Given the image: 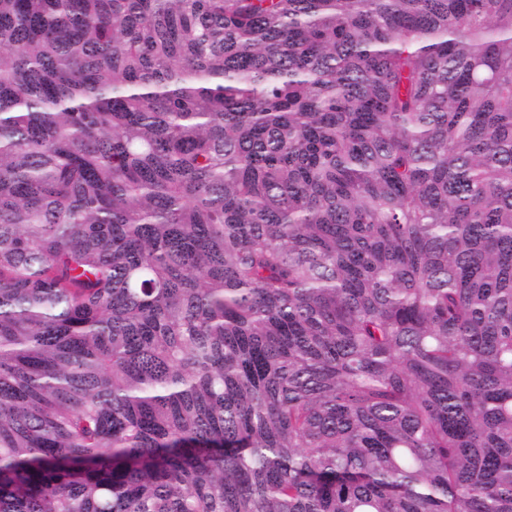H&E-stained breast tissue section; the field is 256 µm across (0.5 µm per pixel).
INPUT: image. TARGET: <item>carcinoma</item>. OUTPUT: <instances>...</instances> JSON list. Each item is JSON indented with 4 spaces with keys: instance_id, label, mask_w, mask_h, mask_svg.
I'll list each match as a JSON object with an SVG mask.
<instances>
[{
    "instance_id": "carcinoma-1",
    "label": "carcinoma",
    "mask_w": 512,
    "mask_h": 512,
    "mask_svg": "<svg viewBox=\"0 0 512 512\" xmlns=\"http://www.w3.org/2000/svg\"><path fill=\"white\" fill-rule=\"evenodd\" d=\"M0 512H512V0H0Z\"/></svg>"
}]
</instances>
